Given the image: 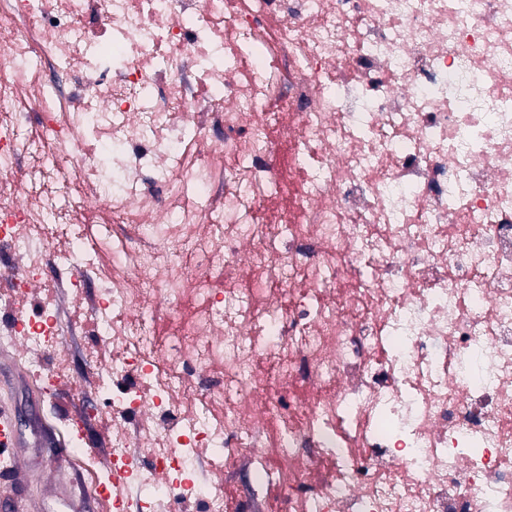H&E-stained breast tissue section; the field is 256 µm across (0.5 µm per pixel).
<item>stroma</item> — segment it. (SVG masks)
Segmentation results:
<instances>
[{
    "mask_svg": "<svg viewBox=\"0 0 512 512\" xmlns=\"http://www.w3.org/2000/svg\"><path fill=\"white\" fill-rule=\"evenodd\" d=\"M0 401L15 411L31 410L32 424L19 433L17 453L26 469L39 476L29 485L0 476V506L15 501L19 512H101L87 492L101 473L96 411L73 388L34 384L12 348L0 355Z\"/></svg>",
    "mask_w": 512,
    "mask_h": 512,
    "instance_id": "35a3bbf8",
    "label": "stroma"
}]
</instances>
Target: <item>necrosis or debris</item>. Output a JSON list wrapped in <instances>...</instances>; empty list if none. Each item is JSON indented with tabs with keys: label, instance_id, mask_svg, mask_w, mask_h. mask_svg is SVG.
<instances>
[{
	"label": "necrosis or debris",
	"instance_id": "obj_1",
	"mask_svg": "<svg viewBox=\"0 0 512 512\" xmlns=\"http://www.w3.org/2000/svg\"><path fill=\"white\" fill-rule=\"evenodd\" d=\"M0 251L113 512H512V0H0Z\"/></svg>",
	"mask_w": 512,
	"mask_h": 512
}]
</instances>
